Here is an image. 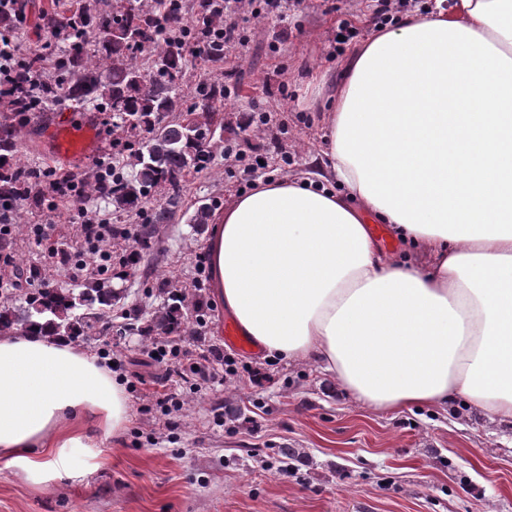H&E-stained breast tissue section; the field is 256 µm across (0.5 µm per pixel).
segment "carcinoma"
<instances>
[{
    "instance_id": "cac0c4a2",
    "label": "carcinoma",
    "mask_w": 512,
    "mask_h": 512,
    "mask_svg": "<svg viewBox=\"0 0 512 512\" xmlns=\"http://www.w3.org/2000/svg\"><path fill=\"white\" fill-rule=\"evenodd\" d=\"M162 0H70L62 11L43 10L38 26L45 38L61 37L50 66L42 54L45 45L29 48L18 60L16 74L34 89L37 104L13 105L0 114V206L12 210L38 203L34 186L38 173L21 164L16 128L35 112L67 101L98 102L113 114V127L123 130L124 147L117 155L112 176L95 178L102 184L98 198L118 211L140 217L137 235L152 240L159 224L179 220V198L185 178L211 167L214 153L232 144L224 138L229 128L224 110V82L203 79L195 95L183 92L181 81L187 62L186 42L206 45V59L221 62L222 45L209 34L220 21L213 7L196 6V21L170 37L159 21ZM23 0L0 5V34L16 41L24 18ZM95 42L104 63L85 53ZM148 52L152 64L145 69L140 56ZM167 304L148 316L134 313L126 331L150 336L157 330L179 333L188 292L165 281L157 286ZM125 295L112 288V280H88L78 290L36 288L19 305H0V335L38 327L48 336H90L101 326H112V310L121 309Z\"/></svg>"
}]
</instances>
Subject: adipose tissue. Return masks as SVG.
<instances>
[{"label":"adipose tissue","instance_id":"1","mask_svg":"<svg viewBox=\"0 0 512 512\" xmlns=\"http://www.w3.org/2000/svg\"><path fill=\"white\" fill-rule=\"evenodd\" d=\"M322 122L320 172L259 179L214 225L225 314L366 408L461 400L512 425V0H433L374 26ZM129 422L123 386L70 337L0 336V458L32 485L94 471L73 450Z\"/></svg>","mask_w":512,"mask_h":512}]
</instances>
